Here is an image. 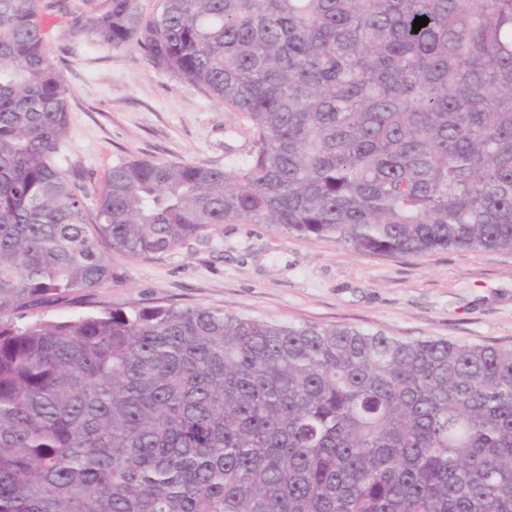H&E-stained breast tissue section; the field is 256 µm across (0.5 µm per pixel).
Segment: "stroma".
Returning <instances> with one entry per match:
<instances>
[{"label":"stroma","instance_id":"stroma-1","mask_svg":"<svg viewBox=\"0 0 512 512\" xmlns=\"http://www.w3.org/2000/svg\"><path fill=\"white\" fill-rule=\"evenodd\" d=\"M46 42L68 102L64 164L96 194L123 159L223 168L252 138L204 88L86 33L109 0H43ZM118 306L212 307L283 323L348 325L405 340L512 347V252L361 255L263 224H224L150 258L108 251Z\"/></svg>","mask_w":512,"mask_h":512}]
</instances>
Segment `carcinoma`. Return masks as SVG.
<instances>
[{
	"instance_id": "carcinoma-1",
	"label": "carcinoma",
	"mask_w": 512,
	"mask_h": 512,
	"mask_svg": "<svg viewBox=\"0 0 512 512\" xmlns=\"http://www.w3.org/2000/svg\"><path fill=\"white\" fill-rule=\"evenodd\" d=\"M429 18L413 31L416 17ZM92 41L207 88L222 169L94 207L41 0H0V512H512V347L222 309L42 310L222 224L361 254L512 251V0H109Z\"/></svg>"
}]
</instances>
